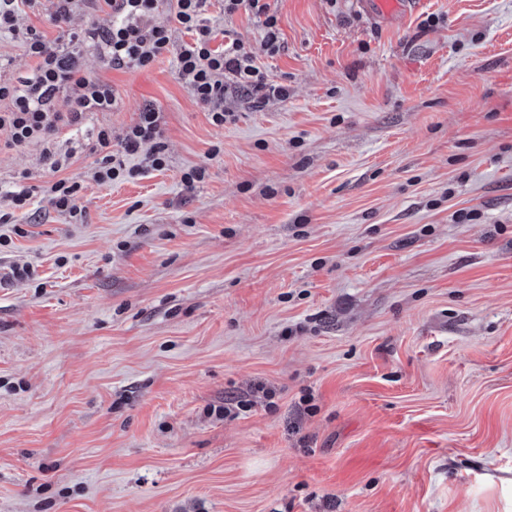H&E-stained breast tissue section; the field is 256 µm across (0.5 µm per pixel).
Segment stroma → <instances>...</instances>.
Returning a JSON list of instances; mask_svg holds the SVG:
<instances>
[{
	"mask_svg": "<svg viewBox=\"0 0 512 512\" xmlns=\"http://www.w3.org/2000/svg\"><path fill=\"white\" fill-rule=\"evenodd\" d=\"M269 3L272 56L207 4L288 86L228 89L221 127L174 54L71 43L109 15L20 13L116 101L48 145L0 134V193L35 188L0 223V512H512V0ZM148 105L159 170L120 148ZM101 125L142 174L93 180ZM70 177L76 217L42 191ZM362 8L380 20H393L408 13L413 0H361Z\"/></svg>",
	"mask_w": 512,
	"mask_h": 512,
	"instance_id": "35a3bbf8",
	"label": "stroma"
}]
</instances>
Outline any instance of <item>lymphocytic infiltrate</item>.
Wrapping results in <instances>:
<instances>
[{
	"mask_svg": "<svg viewBox=\"0 0 512 512\" xmlns=\"http://www.w3.org/2000/svg\"><path fill=\"white\" fill-rule=\"evenodd\" d=\"M111 14L105 29L87 30L86 36L100 40L103 56L115 69H141L167 53H174L178 71L189 77L191 96L207 106L215 125H223L224 92L227 86L261 98L287 97L285 87L270 80L240 41L213 47L217 36L204 16L207 0H176L175 20L192 40L173 49L168 25L155 22L159 0H50V19L66 24L87 3ZM27 53L36 61L31 72L8 80L0 79V133L7 144L22 147L49 141L60 128L75 127L88 114L110 111L115 103L110 85L85 74L79 59L61 53L36 31H26ZM65 93L66 109H57V93ZM121 146L125 153H144L152 168L165 164L162 117L155 109L143 110L126 131Z\"/></svg>",
	"mask_w": 512,
	"mask_h": 512,
	"instance_id": "obj_1",
	"label": "lymphocytic infiltrate"
}]
</instances>
